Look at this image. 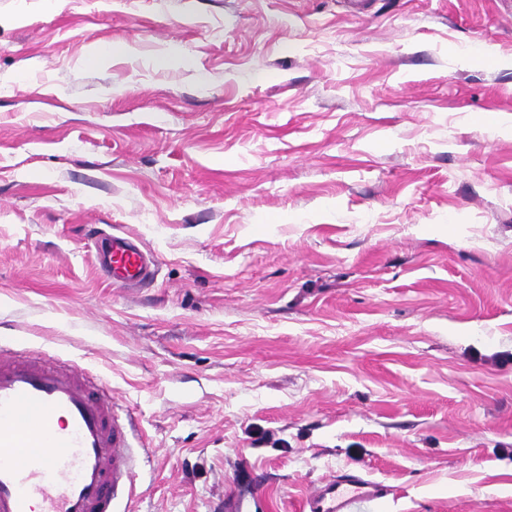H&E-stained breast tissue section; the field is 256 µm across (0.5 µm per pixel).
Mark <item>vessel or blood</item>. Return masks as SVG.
<instances>
[{
    "mask_svg": "<svg viewBox=\"0 0 512 512\" xmlns=\"http://www.w3.org/2000/svg\"><path fill=\"white\" fill-rule=\"evenodd\" d=\"M112 279L131 287L150 258L129 236H111L97 253ZM107 383L74 365L0 347V512H113L137 476L126 421ZM389 495L385 482L353 469L321 482L307 512H356Z\"/></svg>",
    "mask_w": 512,
    "mask_h": 512,
    "instance_id": "1",
    "label": "vessel or blood"
}]
</instances>
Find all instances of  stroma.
<instances>
[{
	"instance_id": "1",
	"label": "stroma",
	"mask_w": 512,
	"mask_h": 512,
	"mask_svg": "<svg viewBox=\"0 0 512 512\" xmlns=\"http://www.w3.org/2000/svg\"><path fill=\"white\" fill-rule=\"evenodd\" d=\"M507 125L512 0H0V344L107 382L129 512H512ZM97 256L107 275L121 286L133 287L150 274V258L135 238L112 235ZM389 486L361 472L346 469L321 482L308 497V512H356L358 505L389 495Z\"/></svg>"
}]
</instances>
